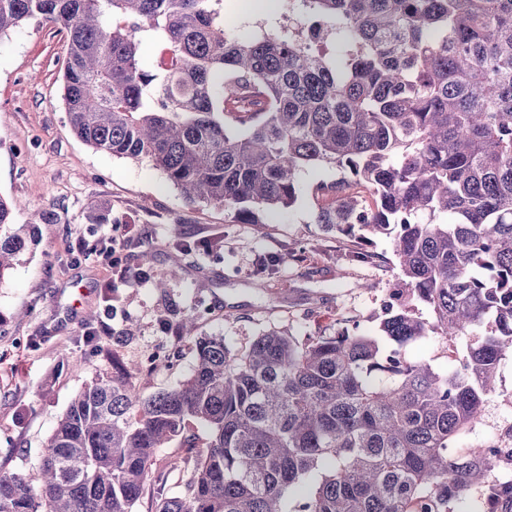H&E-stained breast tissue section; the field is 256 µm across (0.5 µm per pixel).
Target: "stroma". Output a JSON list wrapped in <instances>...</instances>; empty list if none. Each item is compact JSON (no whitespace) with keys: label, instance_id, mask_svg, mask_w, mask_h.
<instances>
[{"label":"stroma","instance_id":"stroma-1","mask_svg":"<svg viewBox=\"0 0 512 512\" xmlns=\"http://www.w3.org/2000/svg\"><path fill=\"white\" fill-rule=\"evenodd\" d=\"M66 38L38 20L0 36V196L27 211H50L40 242L0 281V471L37 482V461L57 420L86 384L109 371L112 356L140 365L143 395L176 387L190 373L193 347L176 326L197 318L201 336L223 337L236 351L269 329L298 340L335 333L351 318L362 334H377L383 307L400 277L389 238L369 251L377 264L353 260L354 242L313 222L319 182L336 168L303 172L292 207L235 221L223 208L187 204L180 191L145 160L113 157L77 139L62 100ZM105 203L116 224H91L90 208ZM135 225L124 264L148 261L149 281L112 285L114 237ZM87 255H72L75 243ZM177 278H170V271ZM167 279L165 289L156 280ZM427 336L408 344L410 359L448 367L453 350ZM176 350L172 367L155 359ZM512 433V357L503 360L496 389L461 447H491ZM191 449H158L166 496L181 495Z\"/></svg>","mask_w":512,"mask_h":512}]
</instances>
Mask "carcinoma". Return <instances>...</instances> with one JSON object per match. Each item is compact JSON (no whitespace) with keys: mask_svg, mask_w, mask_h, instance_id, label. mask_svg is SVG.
<instances>
[{"mask_svg":"<svg viewBox=\"0 0 512 512\" xmlns=\"http://www.w3.org/2000/svg\"><path fill=\"white\" fill-rule=\"evenodd\" d=\"M282 8L288 26L241 39L224 0H0V35L32 18L66 34L62 100L85 144L242 220L291 207L303 170L335 166L314 222L391 238L402 271L377 336L272 330L235 352L189 314L177 334L193 371L148 397L112 356L60 416L39 484L0 471V512H135L148 486L155 512H512L496 453L457 451L512 356V0ZM312 18L337 55L305 41ZM142 32L161 45L151 70ZM21 210L0 196V281L57 221ZM424 336L472 340L438 369L405 355ZM190 420L209 431L200 447ZM179 437L195 458L168 498L156 451Z\"/></svg>","mask_w":512,"mask_h":512,"instance_id":"cac0c4a2","label":"carcinoma"}]
</instances>
